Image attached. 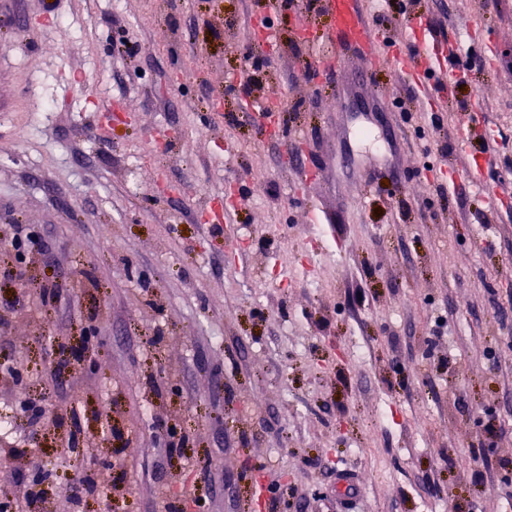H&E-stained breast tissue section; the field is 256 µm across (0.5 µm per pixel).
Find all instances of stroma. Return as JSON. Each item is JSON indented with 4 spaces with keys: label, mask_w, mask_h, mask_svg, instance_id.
<instances>
[{
    "label": "stroma",
    "mask_w": 512,
    "mask_h": 512,
    "mask_svg": "<svg viewBox=\"0 0 512 512\" xmlns=\"http://www.w3.org/2000/svg\"><path fill=\"white\" fill-rule=\"evenodd\" d=\"M294 20L271 0H0V361L22 370L0 447L25 451L0 491L39 468L44 512H165V484L209 485L193 512H512V0L385 17L397 42L418 21L463 41L451 104L351 55L312 73ZM19 224L56 306L1 275ZM72 414L91 447L65 456ZM115 462L120 488L73 507Z\"/></svg>",
    "instance_id": "obj_1"
}]
</instances>
